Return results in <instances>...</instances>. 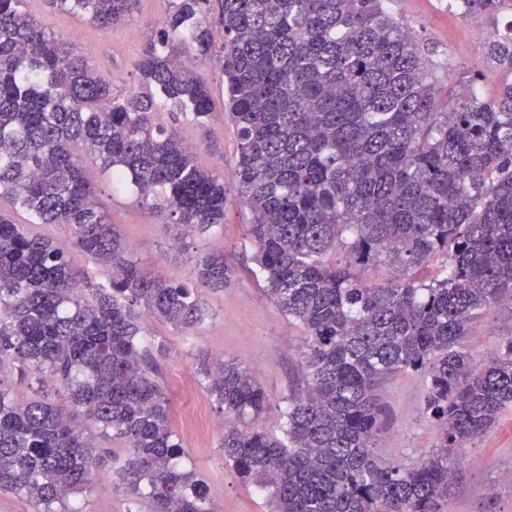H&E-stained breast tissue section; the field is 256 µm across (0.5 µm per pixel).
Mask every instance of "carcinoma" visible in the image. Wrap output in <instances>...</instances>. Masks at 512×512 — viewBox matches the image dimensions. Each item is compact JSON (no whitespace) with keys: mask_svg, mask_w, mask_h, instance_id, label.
I'll use <instances>...</instances> for the list:
<instances>
[{"mask_svg":"<svg viewBox=\"0 0 512 512\" xmlns=\"http://www.w3.org/2000/svg\"><path fill=\"white\" fill-rule=\"evenodd\" d=\"M391 0H171L135 63L141 90L112 94L87 58L0 0V197L31 224H66L72 250L0 213V367L61 381L59 402L18 400L0 382V490L38 512H82L96 434L125 442L117 476L137 512H215L207 484L179 469L170 404L150 375L138 313L201 325L200 287L224 288V254L195 283H169L131 254L77 160L93 152L116 187L176 223H224L223 178L155 122L204 127L207 83L183 54L217 58L224 117L238 135L239 200L269 298L304 333L306 388L282 435L229 426L224 458L267 493L270 512H451L454 449L512 407V341L479 366L462 350L478 318L512 295V20L487 43L498 72L450 90L390 11ZM139 0H52L103 31ZM464 16H512V0H454ZM107 275L95 282L78 263ZM385 270L381 283L365 274ZM227 417L259 420L269 395L242 366L202 359ZM429 378L434 449L405 466L383 457L380 398L401 372Z\"/></svg>","mask_w":512,"mask_h":512,"instance_id":"obj_1","label":"carcinoma"}]
</instances>
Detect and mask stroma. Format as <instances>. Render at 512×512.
I'll return each mask as SVG.
<instances>
[{
	"label": "stroma",
	"mask_w": 512,
	"mask_h": 512,
	"mask_svg": "<svg viewBox=\"0 0 512 512\" xmlns=\"http://www.w3.org/2000/svg\"><path fill=\"white\" fill-rule=\"evenodd\" d=\"M170 7L171 0H140L130 21L105 33L88 20L51 9L47 0H24L23 4L66 47L87 56L117 95L138 90L135 62L145 43L143 32L156 28ZM391 10L419 41L437 46L432 61L439 76L452 82L463 72L478 71L482 94L496 93L499 75L486 64L487 37L504 29L507 17L464 18L448 0H393ZM193 68L213 90L214 120L199 128L173 122L166 112L159 119L174 125L179 136L195 147L201 167L223 176L227 192L223 228L203 234L173 223L167 215L141 207L133 196L113 190L94 154L83 153L81 160L113 224L144 268L170 282H188L199 258L223 253L230 276L221 290L202 289L208 316L201 327L186 334L146 317L144 342L151 352L154 378L170 400L172 429L185 452L183 469L195 471L205 481L216 512H268L265 494L243 483L224 458V432L218 424L225 416L206 390L198 360L211 355L248 368L270 397L260 423L275 433L288 397L306 386L301 367L303 331L265 294L262 274L253 260L254 246L247 235L251 214L236 195V129L223 117L221 65L213 58L195 61ZM510 340L512 303H504L477 321L463 349L479 364L488 365L502 357ZM426 390L425 378L414 373L385 382L381 400L386 433L379 445L385 458L409 464L436 443L437 424L424 410ZM96 454L93 481L76 497L75 506L83 512H134L136 504L116 475L126 456L124 442L100 438ZM457 455L462 468L451 489L453 512H512V408L503 411L487 433L458 448Z\"/></svg>",
	"instance_id": "35a3bbf8"
}]
</instances>
